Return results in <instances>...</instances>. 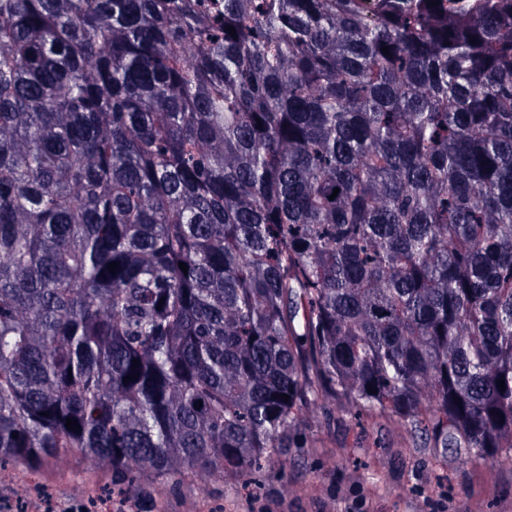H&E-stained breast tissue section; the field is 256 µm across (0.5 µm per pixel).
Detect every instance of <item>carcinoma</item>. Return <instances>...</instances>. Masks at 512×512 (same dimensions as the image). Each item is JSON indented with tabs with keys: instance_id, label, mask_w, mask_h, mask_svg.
Segmentation results:
<instances>
[{
	"instance_id": "obj_1",
	"label": "carcinoma",
	"mask_w": 512,
	"mask_h": 512,
	"mask_svg": "<svg viewBox=\"0 0 512 512\" xmlns=\"http://www.w3.org/2000/svg\"><path fill=\"white\" fill-rule=\"evenodd\" d=\"M428 2L0 0V463L512 464V0Z\"/></svg>"
}]
</instances>
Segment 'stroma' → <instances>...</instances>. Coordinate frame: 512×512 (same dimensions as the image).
I'll return each mask as SVG.
<instances>
[{
    "label": "stroma",
    "instance_id": "stroma-1",
    "mask_svg": "<svg viewBox=\"0 0 512 512\" xmlns=\"http://www.w3.org/2000/svg\"><path fill=\"white\" fill-rule=\"evenodd\" d=\"M312 448L240 480L223 474L150 478L130 498L113 494L112 470L75 450L52 466L11 470L0 505L12 512H512V465L439 461L419 450L400 457L374 431L321 427ZM291 494H283V485Z\"/></svg>",
    "mask_w": 512,
    "mask_h": 512
}]
</instances>
